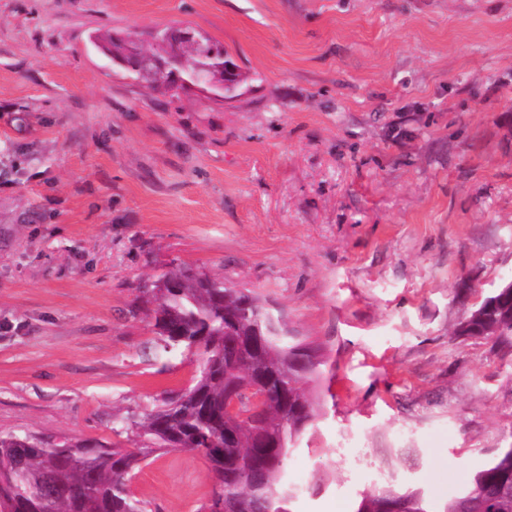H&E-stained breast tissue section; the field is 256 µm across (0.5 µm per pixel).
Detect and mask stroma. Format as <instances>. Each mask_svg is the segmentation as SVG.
Masks as SVG:
<instances>
[{
    "mask_svg": "<svg viewBox=\"0 0 512 512\" xmlns=\"http://www.w3.org/2000/svg\"><path fill=\"white\" fill-rule=\"evenodd\" d=\"M188 23L224 101L112 66L105 30ZM188 265L316 348L292 512H353L349 438L432 512L512 445V349L457 335L512 280V0H0V435L134 448L192 383L149 295ZM148 512H200L204 459L143 462Z\"/></svg>",
    "mask_w": 512,
    "mask_h": 512,
    "instance_id": "1",
    "label": "stroma"
}]
</instances>
